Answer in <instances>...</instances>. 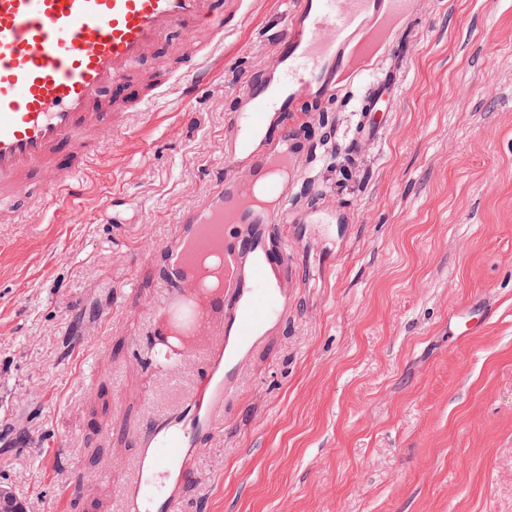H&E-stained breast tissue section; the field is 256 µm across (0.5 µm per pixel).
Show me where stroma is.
Masks as SVG:
<instances>
[{"mask_svg": "<svg viewBox=\"0 0 512 512\" xmlns=\"http://www.w3.org/2000/svg\"><path fill=\"white\" fill-rule=\"evenodd\" d=\"M287 9L249 0L206 87L103 151L78 206L36 199L0 224V485L30 512H125L139 430L191 383V365L175 383L148 368L145 254L208 193L232 96ZM392 41L380 139L353 142L365 83L303 108L305 176L350 206V235L305 225L288 319L250 353L185 512H512V0H423ZM476 300L487 317L458 337Z\"/></svg>", "mask_w": 512, "mask_h": 512, "instance_id": "obj_1", "label": "stroma"}]
</instances>
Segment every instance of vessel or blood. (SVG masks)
I'll use <instances>...</instances> for the list:
<instances>
[{"label": "vessel or blood", "mask_w": 512, "mask_h": 512, "mask_svg": "<svg viewBox=\"0 0 512 512\" xmlns=\"http://www.w3.org/2000/svg\"><path fill=\"white\" fill-rule=\"evenodd\" d=\"M243 5L0 0V220L20 217L35 180L43 200L79 198L83 170L128 135L126 113L194 97ZM416 12L415 0H291L289 21L272 38V67L239 89L226 115L225 164L210 172L204 201L180 213L173 234L152 248L166 288L151 342L154 370L171 378L192 359L198 375L179 410L144 432L133 477L121 489L126 512H181L197 449L223 423L248 352L288 314L285 284L304 268L301 239L289 225L352 221L341 202L295 214L288 190L311 145L300 119L286 124L281 113L342 96L382 57L387 33ZM171 40L178 59L172 75H142L141 63ZM398 83V73L386 71L361 112L389 110ZM211 247L224 255V280L204 294L191 255Z\"/></svg>", "instance_id": "vessel-or-blood-1"}]
</instances>
